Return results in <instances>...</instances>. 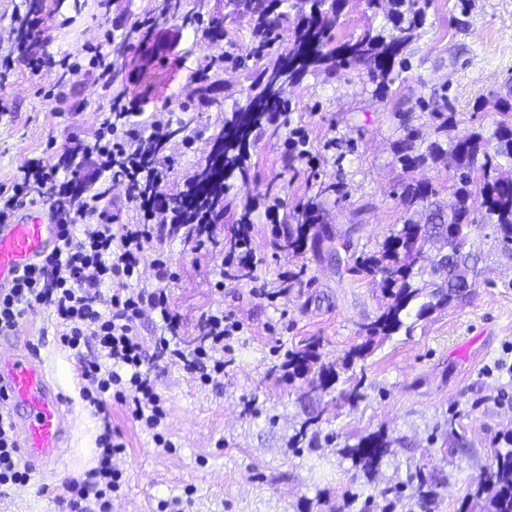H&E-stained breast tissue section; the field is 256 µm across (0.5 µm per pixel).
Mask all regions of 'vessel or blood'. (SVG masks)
<instances>
[{
    "label": "vessel or blood",
    "instance_id": "obj_1",
    "mask_svg": "<svg viewBox=\"0 0 512 512\" xmlns=\"http://www.w3.org/2000/svg\"><path fill=\"white\" fill-rule=\"evenodd\" d=\"M57 227L32 209L14 223L0 224V290L12 287L19 272L55 245ZM0 401L21 409L15 422L19 448L29 464L58 456L70 430L62 393L42 360L24 353L0 356Z\"/></svg>",
    "mask_w": 512,
    "mask_h": 512
}]
</instances>
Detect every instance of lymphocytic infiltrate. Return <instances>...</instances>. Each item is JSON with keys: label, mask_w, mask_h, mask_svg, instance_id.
<instances>
[{"label": "lymphocytic infiltrate", "mask_w": 512, "mask_h": 512, "mask_svg": "<svg viewBox=\"0 0 512 512\" xmlns=\"http://www.w3.org/2000/svg\"><path fill=\"white\" fill-rule=\"evenodd\" d=\"M94 64L102 89L111 97L94 142L81 147L91 174L77 169L61 180L56 168L35 159L22 177L0 184V224L12 223L26 206L31 188L39 186L48 192L49 211L59 228L56 246L22 271L11 288L0 291V333L12 334L28 313L49 309L63 345L79 354L80 373L89 383L82 392L84 400L99 411L107 401L117 402L132 420L152 431L161 446L165 439L159 428L166 414L143 369L146 355L138 324L144 310L154 311L163 324L164 333L155 340L158 354L182 362L189 374L204 382L210 373H202V364L211 362V373H223L222 352L241 326L230 315L211 311L204 317L203 340L191 353L172 347L180 323L170 301L168 284L174 274L164 250L153 254L155 283H138L140 258L163 232L155 222L156 213L169 206L161 187L172 125L158 120L150 134H142L130 122L132 110L125 95L111 93L110 53L96 52ZM18 65L34 76L56 72L62 82L74 71L71 53L44 49L36 55L23 41L0 58L4 69ZM117 189L133 207L132 223L113 224L103 208ZM96 443L97 463L88 479L67 486L69 512H84L83 503L90 498L95 499L97 512H112V500L125 483L122 472L112 465L124 445L114 439L111 425H104ZM31 473L21 459L11 417L1 412L0 494L28 483Z\"/></svg>", "instance_id": "1"}]
</instances>
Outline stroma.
Listing matches in <instances>:
<instances>
[{
    "mask_svg": "<svg viewBox=\"0 0 512 512\" xmlns=\"http://www.w3.org/2000/svg\"><path fill=\"white\" fill-rule=\"evenodd\" d=\"M159 2L0 0V51L14 45L26 14L43 15L40 43L73 53L81 65L67 91L82 104L73 112L38 95L51 88V76L37 83L20 68L0 73V101L8 107L0 113V183L33 157L66 175L69 137L93 142L106 99L89 50L109 35L128 44L114 59L113 89L141 99L143 130L163 114L180 130L168 145L163 190H187L250 80L221 63L224 45L160 16ZM147 17L152 30L138 32ZM406 56L408 69L382 91L355 69L306 75L289 88L291 108L278 116L277 131L252 147L248 179L227 182L210 254H195L182 234L163 237L176 274L169 289L181 347L194 343L211 310L231 314L242 331L224 355L223 375L204 385L157 356L160 321L145 310L138 327L145 367L166 412L160 430L173 447L157 446L121 405L107 403L112 433L125 446L112 460L126 481L112 512H158L162 502L167 512H363L377 487L394 485L403 492L384 502V512H426L405 484L419 466L444 476L427 512H461L494 449L512 437V259L487 224L472 228L483 252L474 294L376 343L354 366L364 376L360 401L346 403L339 383L308 401L305 382L289 380L283 369L289 350L312 337L321 339L326 363L362 343L359 326L378 312L383 292L379 278L351 268L403 220L398 186L405 172L396 157L408 133L430 142L494 131L497 99L512 96V0H433ZM206 67L220 83L222 105L200 98L194 75ZM333 184L343 197L329 193ZM311 202L331 228L337 258L280 246L278 228ZM245 210L259 263L248 278L220 277L224 239ZM15 348L43 360L61 388L71 432L56 461L0 495V512H57L67 484L85 480L96 465L102 417L82 400L76 360L47 310L28 314L0 352ZM312 415L319 421L308 441L293 444ZM374 433L391 439L392 452L370 482L341 450Z\"/></svg>",
    "mask_w": 512,
    "mask_h": 512,
    "instance_id": "35a3bbf8",
    "label": "stroma"
}]
</instances>
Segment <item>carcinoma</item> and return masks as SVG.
I'll use <instances>...</instances> for the list:
<instances>
[{
    "label": "carcinoma",
    "instance_id": "obj_1",
    "mask_svg": "<svg viewBox=\"0 0 512 512\" xmlns=\"http://www.w3.org/2000/svg\"><path fill=\"white\" fill-rule=\"evenodd\" d=\"M309 10L291 14L290 0H224V16L212 18L204 28L210 39L226 35V24L247 14L253 22L252 47L228 54L227 61L257 77L224 117V131L217 147L200 172L191 203L224 202V184L249 175V146L259 132L274 124V116L289 108L288 80L333 68L362 66L369 80L382 89L394 80L395 65L406 64L404 53L420 35L430 0H366L373 14L383 13L391 28L368 26L359 34L335 40L334 30L343 25L341 0H307ZM288 37V49L274 63L265 62L271 48ZM288 80H283V75ZM500 120L490 137L479 132L449 137L422 147L419 136L408 135L399 149L398 162L406 172L428 165L448 166L456 202L448 209L439 191L427 179L409 178L400 183L405 207L399 228L385 237L380 249L355 262L354 272L380 276L384 302L379 312L359 327L365 342L351 349L342 363L348 370L364 358L371 347L411 326V317L421 319L463 298L476 287L481 252L470 242L475 224L474 201L480 198L482 223L493 227L501 250L512 257V100L500 101ZM322 216L313 204L303 207L297 223L281 232L282 247L302 251ZM322 342L315 338L288 354V378L305 379L309 392L334 385L339 373L320 363ZM392 441L370 434L342 449L352 466L373 479L383 460L391 454ZM420 506L427 510L441 482L418 468L408 475ZM468 504L479 512H512V448L495 450L493 464L478 477Z\"/></svg>",
    "mask_w": 512,
    "mask_h": 512
}]
</instances>
